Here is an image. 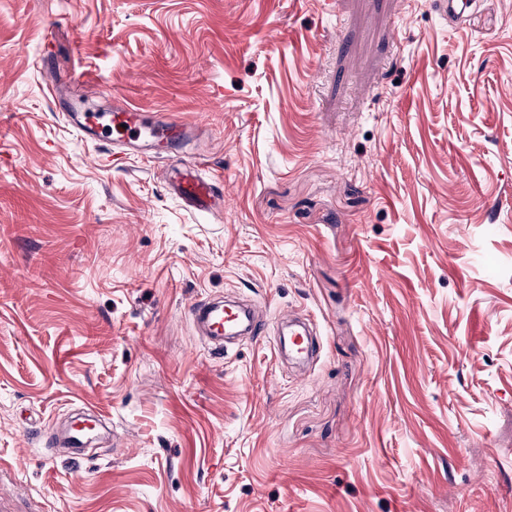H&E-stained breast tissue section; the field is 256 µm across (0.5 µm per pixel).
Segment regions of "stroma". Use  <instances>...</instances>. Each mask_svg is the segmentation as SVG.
<instances>
[{
    "mask_svg": "<svg viewBox=\"0 0 512 512\" xmlns=\"http://www.w3.org/2000/svg\"><path fill=\"white\" fill-rule=\"evenodd\" d=\"M65 98L195 125L222 212ZM0 512H512V0H0ZM194 323L204 329L211 343L223 341L224 336H235L239 327L246 322L247 334L258 342L265 333L262 320L250 316L237 305L218 302H196L189 311Z\"/></svg>",
    "mask_w": 512,
    "mask_h": 512,
    "instance_id": "obj_1",
    "label": "stroma"
}]
</instances>
